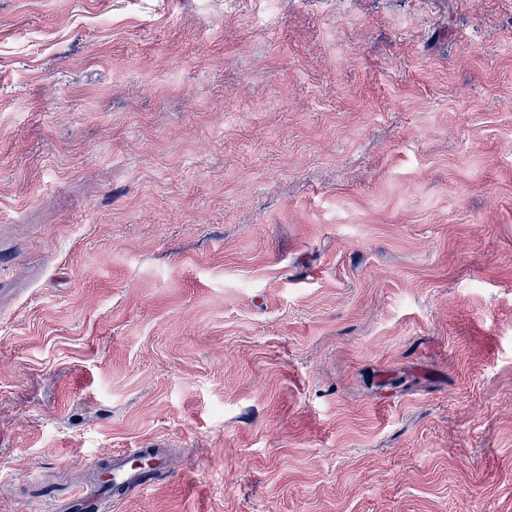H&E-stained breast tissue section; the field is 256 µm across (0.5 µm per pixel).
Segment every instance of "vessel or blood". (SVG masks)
Wrapping results in <instances>:
<instances>
[{"label": "vessel or blood", "mask_w": 512, "mask_h": 512, "mask_svg": "<svg viewBox=\"0 0 512 512\" xmlns=\"http://www.w3.org/2000/svg\"><path fill=\"white\" fill-rule=\"evenodd\" d=\"M172 461L159 449L120 448L109 457L105 475L112 485L113 497L151 488L155 473L165 472ZM105 499L100 492L85 490L74 496L62 512H101Z\"/></svg>", "instance_id": "1"}]
</instances>
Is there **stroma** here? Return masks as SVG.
<instances>
[{"label":"stroma","mask_w":512,"mask_h":512,"mask_svg":"<svg viewBox=\"0 0 512 512\" xmlns=\"http://www.w3.org/2000/svg\"><path fill=\"white\" fill-rule=\"evenodd\" d=\"M512 512V0H0V512ZM138 456L143 457V465L135 467L132 461ZM108 458L104 481L112 483V497L116 498L131 491L150 489L154 474L172 469L173 463L158 448H120L112 451ZM105 499L100 493L98 486L96 491L83 490L74 496L66 507L60 509L62 512H81L75 510H96L98 512L104 507Z\"/></svg>","instance_id":"35a3bbf8"}]
</instances>
